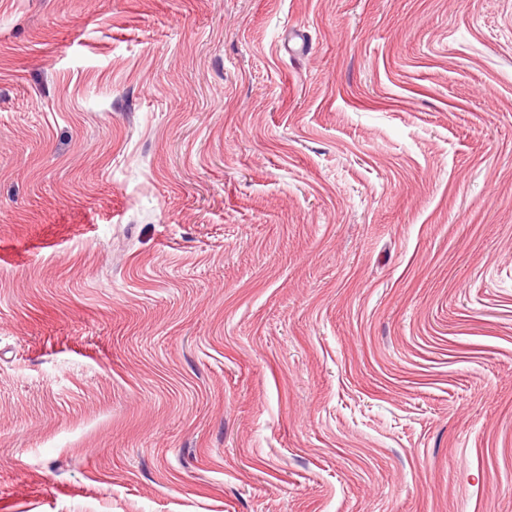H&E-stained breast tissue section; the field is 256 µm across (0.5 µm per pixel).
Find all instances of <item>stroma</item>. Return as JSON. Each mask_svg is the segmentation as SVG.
<instances>
[{
	"label": "stroma",
	"mask_w": 512,
	"mask_h": 512,
	"mask_svg": "<svg viewBox=\"0 0 512 512\" xmlns=\"http://www.w3.org/2000/svg\"><path fill=\"white\" fill-rule=\"evenodd\" d=\"M0 512H512V0H0Z\"/></svg>",
	"instance_id": "35a3bbf8"
}]
</instances>
